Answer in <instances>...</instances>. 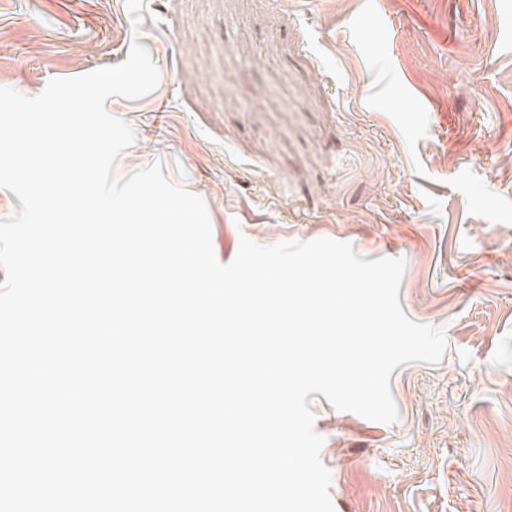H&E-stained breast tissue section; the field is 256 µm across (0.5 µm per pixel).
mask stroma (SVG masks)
<instances>
[{
  "mask_svg": "<svg viewBox=\"0 0 512 512\" xmlns=\"http://www.w3.org/2000/svg\"><path fill=\"white\" fill-rule=\"evenodd\" d=\"M0 0V87L37 97L148 48L107 112L201 196L215 255L330 238L400 257L444 356L390 378L394 424L311 394L336 512H512V0Z\"/></svg>",
  "mask_w": 512,
  "mask_h": 512,
  "instance_id": "1",
  "label": "stroma"
}]
</instances>
